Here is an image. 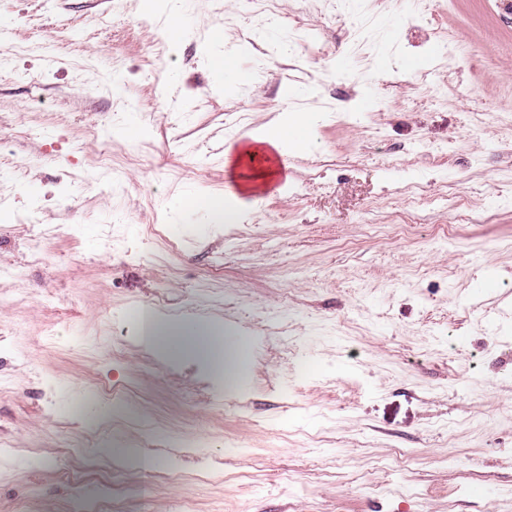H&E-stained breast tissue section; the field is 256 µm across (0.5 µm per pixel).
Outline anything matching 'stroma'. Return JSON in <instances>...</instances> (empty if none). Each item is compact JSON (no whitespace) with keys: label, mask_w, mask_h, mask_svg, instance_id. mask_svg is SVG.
Returning a JSON list of instances; mask_svg holds the SVG:
<instances>
[{"label":"stroma","mask_w":512,"mask_h":512,"mask_svg":"<svg viewBox=\"0 0 512 512\" xmlns=\"http://www.w3.org/2000/svg\"><path fill=\"white\" fill-rule=\"evenodd\" d=\"M186 16L0 0V512H512V0ZM289 109L308 148L197 223ZM148 308L245 333L239 380ZM183 3L180 0H143L142 7L163 17L166 38L171 45H179L186 37L183 22ZM206 42L209 46L207 63L216 73H222L227 69V64L222 47L224 46V31L221 28H212L209 30ZM194 208L202 224H233L238 214L231 209L224 198H207L204 203H197Z\"/></svg>","instance_id":"35a3bbf8"}]
</instances>
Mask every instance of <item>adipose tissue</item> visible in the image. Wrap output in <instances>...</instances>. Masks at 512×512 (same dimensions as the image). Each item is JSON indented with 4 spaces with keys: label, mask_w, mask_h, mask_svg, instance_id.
<instances>
[{
    "label": "adipose tissue",
    "mask_w": 512,
    "mask_h": 512,
    "mask_svg": "<svg viewBox=\"0 0 512 512\" xmlns=\"http://www.w3.org/2000/svg\"><path fill=\"white\" fill-rule=\"evenodd\" d=\"M307 124L305 112L291 110L285 113L279 124L248 134L246 138L230 144L234 167L244 171L239 185L242 192L256 194L269 189L279 173V156L284 155L288 148L304 147ZM210 333L207 327L198 325L180 329L155 319L151 322L146 342L152 347L180 352L193 349L207 355L211 352Z\"/></svg>",
    "instance_id": "obj_1"
}]
</instances>
